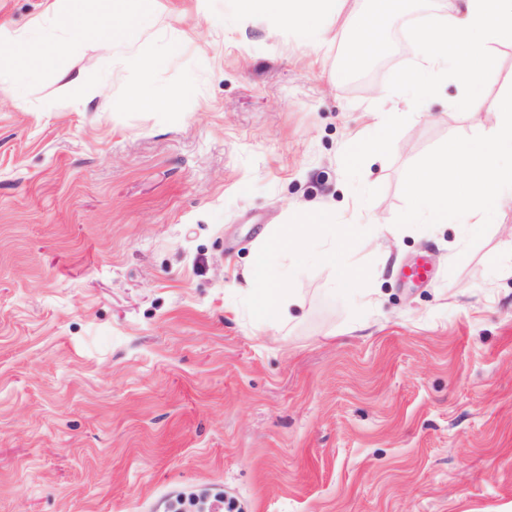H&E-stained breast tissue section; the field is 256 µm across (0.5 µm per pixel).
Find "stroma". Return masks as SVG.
I'll use <instances>...</instances> for the list:
<instances>
[{
  "instance_id": "obj_1",
  "label": "stroma",
  "mask_w": 512,
  "mask_h": 512,
  "mask_svg": "<svg viewBox=\"0 0 512 512\" xmlns=\"http://www.w3.org/2000/svg\"><path fill=\"white\" fill-rule=\"evenodd\" d=\"M53 2L0 0V26L35 31ZM455 4L393 15L363 86L340 69L370 0L323 47L234 0H155L139 46L178 42L160 77L198 83L174 123L114 111L129 71L94 42L28 91L0 77V512L201 490L241 512H512V202L475 234L399 221L424 159L497 125L501 83L442 81L383 150L349 152L421 67L396 34ZM76 76L108 107L63 92ZM320 209L386 230L344 254L352 291L300 241L299 303L266 326L239 289L253 249Z\"/></svg>"
}]
</instances>
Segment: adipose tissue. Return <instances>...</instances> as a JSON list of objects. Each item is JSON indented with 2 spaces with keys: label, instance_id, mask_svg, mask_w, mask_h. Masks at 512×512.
Returning <instances> with one entry per match:
<instances>
[{
  "label": "adipose tissue",
  "instance_id": "obj_1",
  "mask_svg": "<svg viewBox=\"0 0 512 512\" xmlns=\"http://www.w3.org/2000/svg\"><path fill=\"white\" fill-rule=\"evenodd\" d=\"M341 0H238L242 14L263 7L272 28L294 29L304 42L322 45L330 39L328 17L335 15ZM406 0H377L351 30V39L365 41L366 50L347 57L346 70L362 66L368 58L386 53L388 44L381 35L378 15L383 11L404 10ZM422 52V65L408 86L423 90L433 87L440 76L452 75L469 85L485 80L495 63L496 45L512 43V0H459L455 12L424 16L413 33ZM497 126L476 142H453L429 156L407 182L409 210L401 223L447 224L449 216L462 219L468 230L489 222L512 191V166L502 165L498 154L512 150V88L498 103ZM372 230L368 224H337L325 211L308 217L307 235L325 243L321 256L334 267V282L353 287L357 274L341 256L353 242ZM300 233L296 225H274L257 250L251 269L244 277V289L254 316L260 321L282 324L289 320V309L296 302L294 291L283 288L278 260L296 251Z\"/></svg>",
  "mask_w": 512,
  "mask_h": 512
}]
</instances>
